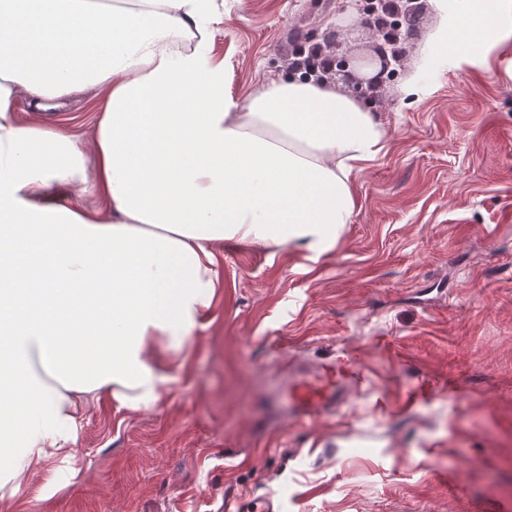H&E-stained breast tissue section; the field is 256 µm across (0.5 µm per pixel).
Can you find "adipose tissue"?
Listing matches in <instances>:
<instances>
[{"instance_id": "ef3b65f1", "label": "adipose tissue", "mask_w": 512, "mask_h": 512, "mask_svg": "<svg viewBox=\"0 0 512 512\" xmlns=\"http://www.w3.org/2000/svg\"><path fill=\"white\" fill-rule=\"evenodd\" d=\"M0 0V512L73 470L101 395L136 412L174 381L221 286L222 247L329 253L388 143L361 97L301 75L238 103L217 0ZM426 60L512 42V0H430ZM92 93L84 137L14 118L20 93ZM92 182L106 205L70 202Z\"/></svg>"}]
</instances>
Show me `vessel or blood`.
I'll return each instance as SVG.
<instances>
[{"mask_svg": "<svg viewBox=\"0 0 512 512\" xmlns=\"http://www.w3.org/2000/svg\"><path fill=\"white\" fill-rule=\"evenodd\" d=\"M356 381V373L347 368L325 369L316 381L307 378L294 380L285 391L288 410L295 419H315L334 409L341 399L343 387L354 385Z\"/></svg>", "mask_w": 512, "mask_h": 512, "instance_id": "b4317fda", "label": "vessel or blood"}]
</instances>
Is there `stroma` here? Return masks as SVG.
I'll return each instance as SVG.
<instances>
[{"label": "stroma", "mask_w": 512, "mask_h": 512, "mask_svg": "<svg viewBox=\"0 0 512 512\" xmlns=\"http://www.w3.org/2000/svg\"><path fill=\"white\" fill-rule=\"evenodd\" d=\"M358 0H217L212 52L246 100L288 78L298 49L380 41ZM367 101L388 147L354 182L332 253L225 246L223 286L155 409L101 398L79 430L77 477L19 512H512V44L420 68L427 0ZM424 91L409 95L407 81ZM92 109L27 94L18 122ZM361 376L335 412L279 417L273 398L320 364Z\"/></svg>", "instance_id": "obj_1"}]
</instances>
